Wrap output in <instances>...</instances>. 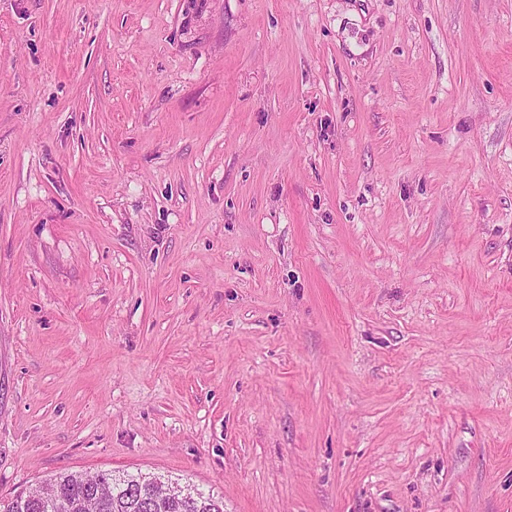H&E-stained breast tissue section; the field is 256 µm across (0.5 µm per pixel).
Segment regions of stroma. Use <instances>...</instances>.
I'll return each instance as SVG.
<instances>
[{"label":"stroma","instance_id":"obj_1","mask_svg":"<svg viewBox=\"0 0 512 512\" xmlns=\"http://www.w3.org/2000/svg\"><path fill=\"white\" fill-rule=\"evenodd\" d=\"M512 512V0H0V504ZM155 477L175 489L189 491L192 488L154 474L116 476L107 470L94 474L65 472L50 478L44 485L15 495L0 511H64L66 507L59 499L53 500L58 511H52L46 505L52 500L51 496H55L66 503L64 512H224V501L210 493L201 492L196 496L179 493L164 499L154 498L150 482ZM99 485L107 486L108 492L97 499L94 508H90L88 503Z\"/></svg>","mask_w":512,"mask_h":512}]
</instances>
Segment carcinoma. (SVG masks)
<instances>
[{
  "label": "carcinoma",
  "mask_w": 512,
  "mask_h": 512,
  "mask_svg": "<svg viewBox=\"0 0 512 512\" xmlns=\"http://www.w3.org/2000/svg\"><path fill=\"white\" fill-rule=\"evenodd\" d=\"M153 478V474L141 473L116 476L107 470L59 473L45 484L15 495L0 512H52L47 502L53 496L62 498L66 512H224V501L203 492L156 499Z\"/></svg>",
  "instance_id": "carcinoma-1"
}]
</instances>
